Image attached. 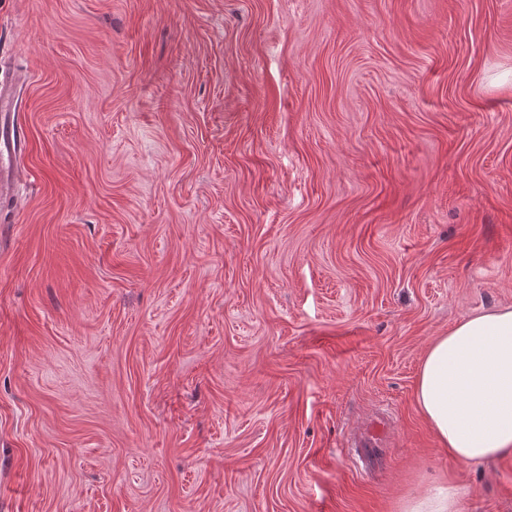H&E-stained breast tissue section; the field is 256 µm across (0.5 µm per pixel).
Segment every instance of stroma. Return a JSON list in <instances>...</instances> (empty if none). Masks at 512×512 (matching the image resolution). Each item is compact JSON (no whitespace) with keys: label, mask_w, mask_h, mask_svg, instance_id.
Masks as SVG:
<instances>
[{"label":"stroma","mask_w":512,"mask_h":512,"mask_svg":"<svg viewBox=\"0 0 512 512\" xmlns=\"http://www.w3.org/2000/svg\"><path fill=\"white\" fill-rule=\"evenodd\" d=\"M2 79L0 512H512L414 393L512 306V0H0ZM19 94L11 82L0 84V203L10 198L19 159L21 125L17 120ZM407 512H457L456 496L451 486L430 489L412 498L406 505Z\"/></svg>","instance_id":"35a3bbf8"}]
</instances>
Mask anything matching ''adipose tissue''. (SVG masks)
I'll return each instance as SVG.
<instances>
[{"mask_svg": "<svg viewBox=\"0 0 512 512\" xmlns=\"http://www.w3.org/2000/svg\"><path fill=\"white\" fill-rule=\"evenodd\" d=\"M415 399L453 459L512 453V306L478 313L437 337L420 363Z\"/></svg>", "mask_w": 512, "mask_h": 512, "instance_id": "ef3b65f1", "label": "adipose tissue"}]
</instances>
